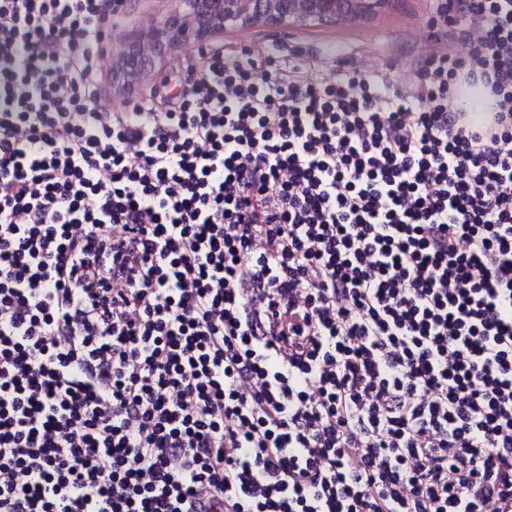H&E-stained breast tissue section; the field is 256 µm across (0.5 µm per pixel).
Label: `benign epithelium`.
Here are the masks:
<instances>
[{
  "label": "benign epithelium",
  "instance_id": "obj_1",
  "mask_svg": "<svg viewBox=\"0 0 512 512\" xmlns=\"http://www.w3.org/2000/svg\"><path fill=\"white\" fill-rule=\"evenodd\" d=\"M380 5L382 0H172L163 16L126 36L112 61V81L132 90L138 70L184 43L209 44L227 28L334 23L360 7Z\"/></svg>",
  "mask_w": 512,
  "mask_h": 512
}]
</instances>
